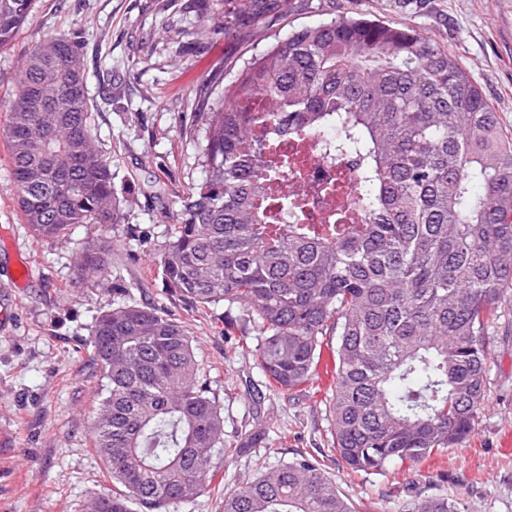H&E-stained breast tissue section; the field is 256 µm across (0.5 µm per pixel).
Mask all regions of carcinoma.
I'll use <instances>...</instances> for the list:
<instances>
[{
    "mask_svg": "<svg viewBox=\"0 0 512 512\" xmlns=\"http://www.w3.org/2000/svg\"><path fill=\"white\" fill-rule=\"evenodd\" d=\"M288 0H224V28L258 26ZM32 0H0V47ZM78 41L34 46L19 75L5 138L24 223L42 240L77 224H122L115 173L91 133ZM266 107L252 112L248 103ZM205 179L180 201L158 269L177 296L224 300L257 332L272 390L290 398L331 378L328 451L354 472L390 463L413 472L475 429L487 395L489 327L512 286V134L458 59L407 26L340 16L292 29L250 58L205 113ZM288 137L316 139L351 163L349 204L303 224L316 194H287ZM294 224H269L263 201ZM105 249L78 270L100 271ZM336 337V342L327 337ZM106 380L92 444L120 486L84 512H169L216 473V449L275 452L261 431L224 443V417L184 326L122 304L91 329ZM224 512H364L315 456L224 488ZM401 512H466L457 494L418 493Z\"/></svg>",
    "mask_w": 512,
    "mask_h": 512,
    "instance_id": "1",
    "label": "carcinoma"
}]
</instances>
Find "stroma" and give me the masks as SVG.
I'll use <instances>...</instances> for the list:
<instances>
[{
	"instance_id": "obj_1",
	"label": "stroma",
	"mask_w": 512,
	"mask_h": 512,
	"mask_svg": "<svg viewBox=\"0 0 512 512\" xmlns=\"http://www.w3.org/2000/svg\"><path fill=\"white\" fill-rule=\"evenodd\" d=\"M305 2L266 27L223 34L221 0H32L27 23L0 48V512H83L90 493L112 490L91 444L103 379L87 341L97 316L127 302L155 306L188 328L225 440L261 431L274 447L271 455L261 448L244 457L215 453L211 467L224 487L307 453L370 512H399L420 491L461 493L468 512H512V294L490 329L487 400L470 436L415 476L394 463L350 474L327 451L326 380L291 399L276 394L253 352L256 337L243 335L241 306L188 303L157 274L174 213L205 177L201 114L220 100L213 82L234 81L244 61L290 25L348 14L413 27L461 62L512 133V0ZM76 32L93 134L131 216L124 224L76 226L51 244L23 222L3 129L29 51ZM95 245L111 250L106 272L79 275V252ZM241 337L243 349L234 345Z\"/></svg>"
}]
</instances>
